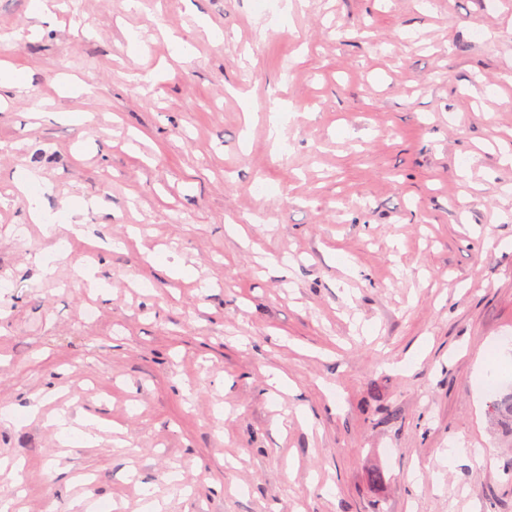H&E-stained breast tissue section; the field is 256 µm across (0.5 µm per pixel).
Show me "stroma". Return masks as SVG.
Returning <instances> with one entry per match:
<instances>
[{
  "instance_id": "stroma-1",
  "label": "stroma",
  "mask_w": 512,
  "mask_h": 512,
  "mask_svg": "<svg viewBox=\"0 0 512 512\" xmlns=\"http://www.w3.org/2000/svg\"><path fill=\"white\" fill-rule=\"evenodd\" d=\"M37 2L0 0V499L512 512V0Z\"/></svg>"
}]
</instances>
